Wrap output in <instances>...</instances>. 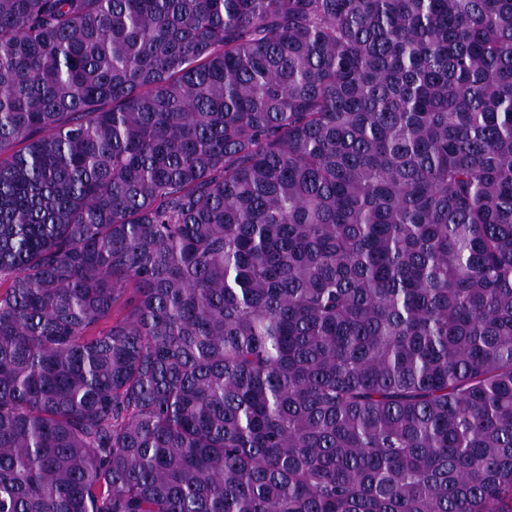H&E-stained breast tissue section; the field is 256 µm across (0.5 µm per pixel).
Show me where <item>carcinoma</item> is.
I'll return each instance as SVG.
<instances>
[{
	"label": "carcinoma",
	"mask_w": 512,
	"mask_h": 512,
	"mask_svg": "<svg viewBox=\"0 0 512 512\" xmlns=\"http://www.w3.org/2000/svg\"><path fill=\"white\" fill-rule=\"evenodd\" d=\"M0 512H512V0H0Z\"/></svg>",
	"instance_id": "cac0c4a2"
}]
</instances>
